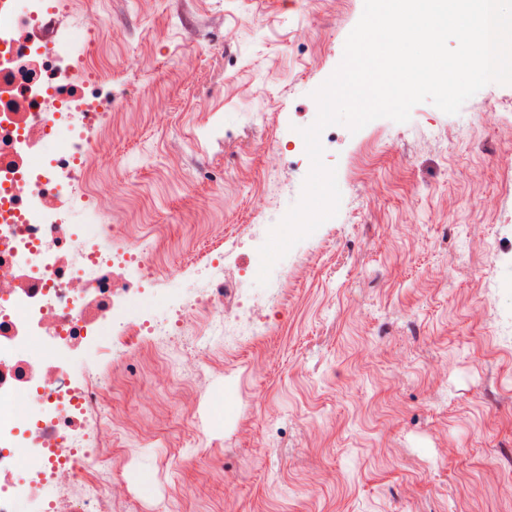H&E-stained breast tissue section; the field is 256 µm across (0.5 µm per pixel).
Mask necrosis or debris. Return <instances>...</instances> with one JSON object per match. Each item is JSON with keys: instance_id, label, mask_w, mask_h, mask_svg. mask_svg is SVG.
Here are the masks:
<instances>
[{"instance_id": "necrosis-or-debris-1", "label": "necrosis or debris", "mask_w": 512, "mask_h": 512, "mask_svg": "<svg viewBox=\"0 0 512 512\" xmlns=\"http://www.w3.org/2000/svg\"><path fill=\"white\" fill-rule=\"evenodd\" d=\"M70 14L78 23L65 37ZM111 43L95 0H0V512H112L128 498L115 448L175 447L174 435L118 411L133 363L150 392L176 396L208 481L223 483L211 450L227 421H199L191 381L231 374L230 357L261 353L271 331L251 305L259 261L221 270L202 296L162 288L158 246L113 223L105 200L125 188V167L94 127L112 109L100 91ZM103 169L112 180L85 193ZM68 200L85 206V223L70 222ZM173 338L175 357L159 349Z\"/></svg>"}]
</instances>
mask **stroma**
I'll use <instances>...</instances> for the list:
<instances>
[{
	"label": "stroma",
	"instance_id": "stroma-1",
	"mask_svg": "<svg viewBox=\"0 0 512 512\" xmlns=\"http://www.w3.org/2000/svg\"><path fill=\"white\" fill-rule=\"evenodd\" d=\"M140 75L112 77V144L128 189L113 221L169 239L168 258L205 252L216 226L273 224L307 169L266 177L264 147L286 142L318 105L364 0H98ZM188 50L200 71L177 65ZM512 124V85L491 83L460 112L414 106L408 122L339 127L324 147L339 211L316 230L292 303L270 312L266 363L235 358L257 429L218 449L224 483L204 487L193 447L179 468L137 448L122 475L133 499L167 512H512V194L498 221L503 148L481 123ZM169 115L158 127L154 115ZM142 139L124 147V130ZM397 144L396 154L386 147ZM369 155L380 186L362 199L351 166ZM182 183L166 176L170 165ZM468 165L487 172L465 181Z\"/></svg>",
	"mask_w": 512,
	"mask_h": 512
}]
</instances>
